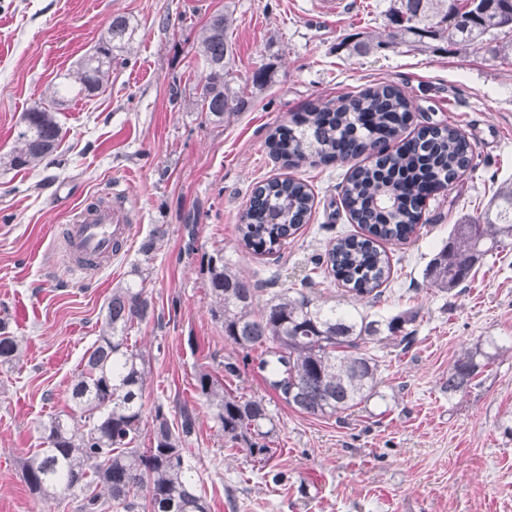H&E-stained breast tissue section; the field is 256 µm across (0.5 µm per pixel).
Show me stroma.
<instances>
[{
  "label": "stroma",
  "mask_w": 512,
  "mask_h": 512,
  "mask_svg": "<svg viewBox=\"0 0 512 512\" xmlns=\"http://www.w3.org/2000/svg\"><path fill=\"white\" fill-rule=\"evenodd\" d=\"M0 0V156L16 146L22 113L52 101L65 137L36 168L0 166V309L27 345L0 368V512H79L71 496L29 492L19 462L40 448L41 421L73 409L70 384L102 327L114 289L130 283L141 240L165 229L149 264L154 317L130 333L146 357V409L162 405L180 424L195 418L188 463L210 512H512V251L490 253L470 278L445 291L425 269L459 220L475 217L497 187L512 182V53L486 45L460 51L390 46L351 54L357 36L385 39L389 0ZM230 14V86L248 106L217 126L194 101L173 99L201 82L198 35ZM134 39L112 55L104 91L63 92L80 59L114 16ZM269 68L272 79L253 77ZM409 97L414 125L444 123L470 141L472 166L429 198L406 243H384L390 277L377 298H357L325 257L338 237L358 233L342 206L344 165L283 166L266 140L314 105L377 84ZM294 177L311 188L312 215L280 254L239 243L237 226L257 183ZM124 192L134 230L110 266L68 270L60 228L86 200ZM224 260L256 288L255 305L294 288L372 319L413 310L408 345L372 347L381 384L366 404L331 418L298 412L270 387L259 362L224 340L209 312L202 254ZM494 339L497 357L466 392L449 395L448 369L462 347ZM238 376L226 388L262 398L276 425L272 457L254 462L229 447L199 399L205 369ZM286 479L274 484L276 473Z\"/></svg>",
  "instance_id": "35a3bbf8"
}]
</instances>
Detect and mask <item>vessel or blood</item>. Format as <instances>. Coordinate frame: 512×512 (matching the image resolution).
<instances>
[{"label": "vessel or blood", "mask_w": 512, "mask_h": 512, "mask_svg": "<svg viewBox=\"0 0 512 512\" xmlns=\"http://www.w3.org/2000/svg\"><path fill=\"white\" fill-rule=\"evenodd\" d=\"M131 216L122 202L78 209L63 234L72 260L93 259L96 265L111 261L117 244L127 241Z\"/></svg>", "instance_id": "b4317fda"}]
</instances>
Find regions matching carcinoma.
Wrapping results in <instances>:
<instances>
[{"label":"carcinoma","mask_w":512,"mask_h":512,"mask_svg":"<svg viewBox=\"0 0 512 512\" xmlns=\"http://www.w3.org/2000/svg\"><path fill=\"white\" fill-rule=\"evenodd\" d=\"M512 16V0H390L387 39H358L352 53L367 55L383 46L425 47L446 41L467 47L500 34L498 26ZM230 18L217 13L200 33L199 55L206 75L196 87L201 111L212 123L241 111L244 97L228 87L230 58L227 29ZM129 21L115 16L94 52L74 73L77 94L95 95L108 82L112 51L132 37ZM411 120V104L396 86L378 85L347 94L334 103L314 106L300 116L296 128L280 126L266 146L287 162H325L336 157L372 158L356 166L343 185V200L362 235L336 240L327 266L337 280L358 295L380 296L378 288L390 276L381 242H404L422 219L417 199L428 184H452L472 165V148L458 129L444 124L421 127L387 151ZM64 134L52 107L36 103L22 113L17 146L6 157L11 169L40 164L60 146ZM314 195L300 179L274 178L252 192L238 225L241 243L259 254L280 252L288 237L309 219ZM162 227L145 236L138 252L151 260ZM512 246V184L502 185L489 207L477 218L453 225L445 244L426 268L428 282L448 292L463 283L487 253ZM200 272L212 297L209 312L224 328V340L243 352L265 348L260 369L288 406L317 417H332L354 409L377 394L378 360L368 346L383 340L406 343V327L417 313L403 311L387 320L351 316L326 306L301 289L283 292L254 310L255 289L224 263V251L202 256ZM137 280L112 291L98 338L85 351L80 371L71 383V400L80 417L52 414L42 422V445L20 460L24 482L38 498L68 494L80 498V512H139L138 491L149 496L151 512H209L198 494L187 456L194 433L192 413L182 412L180 428L170 423L162 405L145 420L143 397L146 359L128 344L129 331L154 317L145 281L148 269L136 264ZM24 337L0 317V367H13ZM492 343L478 341L462 349L448 370V394L467 391L491 363ZM197 395L209 406L224 439L246 444L250 456L268 462V438L275 425L261 398L234 393L206 370L195 378ZM149 426L150 447H139L142 427Z\"/></svg>","instance_id":"obj_1"}]
</instances>
